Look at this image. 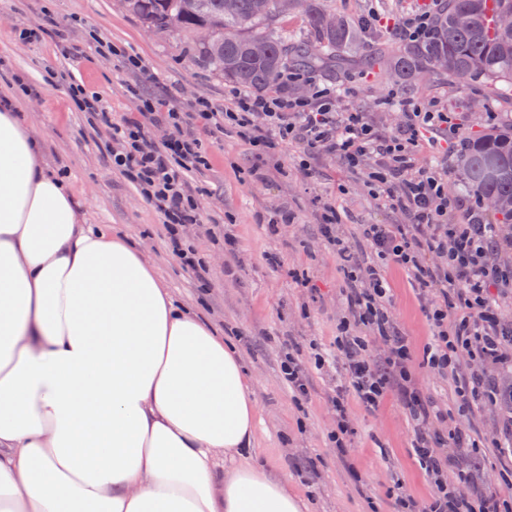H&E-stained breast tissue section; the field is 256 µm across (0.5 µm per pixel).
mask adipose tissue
<instances>
[{
	"mask_svg": "<svg viewBox=\"0 0 512 512\" xmlns=\"http://www.w3.org/2000/svg\"><path fill=\"white\" fill-rule=\"evenodd\" d=\"M237 347L94 229L0 99V512H305Z\"/></svg>",
	"mask_w": 512,
	"mask_h": 512,
	"instance_id": "obj_1",
	"label": "adipose tissue"
}]
</instances>
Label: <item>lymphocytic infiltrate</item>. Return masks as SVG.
I'll return each instance as SVG.
<instances>
[{
  "instance_id": "f902f5d3",
  "label": "lymphocytic infiltrate",
  "mask_w": 512,
  "mask_h": 512,
  "mask_svg": "<svg viewBox=\"0 0 512 512\" xmlns=\"http://www.w3.org/2000/svg\"><path fill=\"white\" fill-rule=\"evenodd\" d=\"M301 81L307 82L308 95L290 94V85ZM69 94L79 111L89 113L93 123L107 131L104 147L113 169L162 215L173 254L200 282L206 279L207 265L183 243L186 226L198 221L196 194L186 175L206 163L197 130L236 129L259 155L292 141L307 154L333 156L349 169L373 161L367 186L374 196L399 208L408 221L366 224L362 236L379 258L411 272L422 294H436L431 312L436 333L426 351L428 365L444 374L462 362L504 361L502 348L512 344V322L498 312L496 298L512 285V268L502 260L499 229L473 223L471 208L464 198L449 194L444 174L419 160L425 133L449 123L446 112L407 103L400 124L385 131L367 113L345 105L338 90L295 72L283 75L271 95L233 91L232 108L222 112L200 104L186 114L164 98L140 96L133 112L118 123L85 88L72 86ZM158 127L168 129L166 139L152 137ZM452 214L459 215V222L449 223ZM344 275L353 319L341 322L336 336L349 378L345 390L331 400L337 449H344L349 432V402L371 410L396 393L413 422V452L434 487L426 506L400 499L402 512H503L500 492L476 487V445L460 428L445 435L434 429L428 405L407 370L413 349L387 313L386 279L374 267L348 266ZM354 322L368 328L369 336L353 335ZM448 443L454 448L450 455L444 452ZM452 459L466 463L453 486L445 477Z\"/></svg>"
}]
</instances>
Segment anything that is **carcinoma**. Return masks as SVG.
I'll list each match as a JSON object with an SVG mask.
<instances>
[{
    "label": "carcinoma",
    "mask_w": 512,
    "mask_h": 512,
    "mask_svg": "<svg viewBox=\"0 0 512 512\" xmlns=\"http://www.w3.org/2000/svg\"><path fill=\"white\" fill-rule=\"evenodd\" d=\"M323 0H124L126 8L146 27L169 34L173 17L179 33L191 39L193 58L210 66L224 59V78L256 92L277 85L281 73L333 72L358 62L380 79L394 80L413 91L432 82L450 80L490 93L512 92V28L500 24L512 14V0H433L427 34L395 46H380L351 57L347 50L361 36L359 25L334 18ZM301 8L306 33L292 36L270 30L273 17ZM466 17L465 24L459 23ZM201 29L211 32L206 42L195 39ZM264 44L256 56L252 47ZM460 177L473 195L488 202L497 224H512V122L464 142Z\"/></svg>",
    "instance_id": "1"
}]
</instances>
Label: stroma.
Wrapping results in <instances>:
<instances>
[{"label":"stroma","mask_w":512,"mask_h":512,"mask_svg":"<svg viewBox=\"0 0 512 512\" xmlns=\"http://www.w3.org/2000/svg\"><path fill=\"white\" fill-rule=\"evenodd\" d=\"M430 0H326L338 16L370 19L359 49L396 44L394 27L427 11ZM79 45L83 57H63L60 42ZM189 39L178 33L151 36L120 0H0V97L12 93L26 124L39 136L48 166L67 178L92 224H101L140 247L158 277L175 295L231 336L254 381L258 399L255 464L285 475L308 498L309 512H397L398 496L427 502L432 487L411 452L413 434L403 408L387 399L369 411L350 403L353 428L346 455L328 436L336 427L329 398L345 380L335 368L311 374V397L297 404L279 373L283 347L308 359L312 347L335 352L336 325L348 314L342 262L323 238L319 222L326 205L336 208L337 235L353 246L360 263L376 262L362 242L364 224H402L406 218L369 191L363 172L342 169L331 156L305 159L295 143L280 145L264 180H253L254 160L235 132L204 136L208 169L189 173L199 197L198 224L185 234L204 257L208 288L172 254L159 213L117 170L102 144L104 130L75 111L68 83L59 73L97 93L121 121L132 111L134 83L172 96L181 107L197 99L214 111L231 104L230 81L191 58ZM146 68L135 78L125 58ZM350 107L368 112L383 130L400 121L402 101L445 109L448 138L457 145L512 121V98L491 96L455 82H436L413 95L373 75L347 71L337 80ZM291 223L279 221L281 210ZM236 240L224 248L225 235ZM390 312L418 355L411 366L418 385L448 420L468 429L480 447L487 484L512 498V455L490 447L491 437L512 439V408L489 398L461 405L454 375L430 373L419 355L433 341V326L410 274L385 263Z\"/></svg>","instance_id":"35a3bbf8"}]
</instances>
